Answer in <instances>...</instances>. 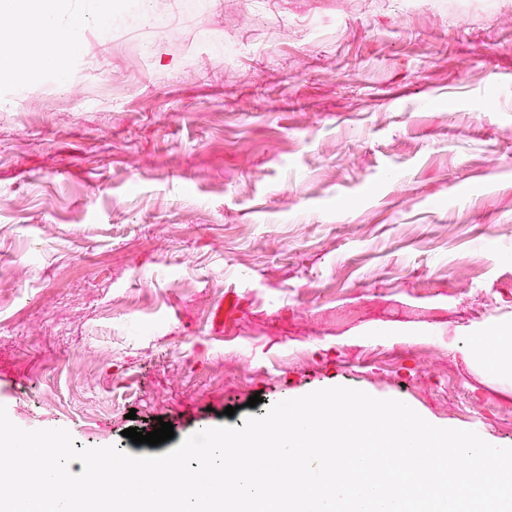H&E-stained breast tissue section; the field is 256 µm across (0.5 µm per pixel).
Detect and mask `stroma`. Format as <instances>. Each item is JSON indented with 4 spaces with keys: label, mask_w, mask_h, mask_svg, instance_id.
<instances>
[{
    "label": "stroma",
    "mask_w": 512,
    "mask_h": 512,
    "mask_svg": "<svg viewBox=\"0 0 512 512\" xmlns=\"http://www.w3.org/2000/svg\"><path fill=\"white\" fill-rule=\"evenodd\" d=\"M84 6L66 82L0 79L10 420L156 456L346 386L512 447L468 354L512 324V0Z\"/></svg>",
    "instance_id": "1"
}]
</instances>
